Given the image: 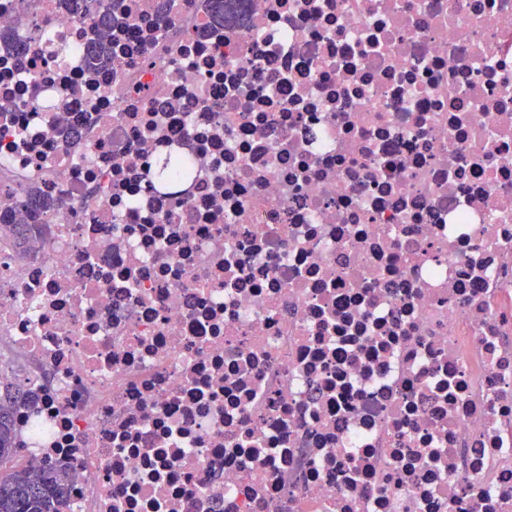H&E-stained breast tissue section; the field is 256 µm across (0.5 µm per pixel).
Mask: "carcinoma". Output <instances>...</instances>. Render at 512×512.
Instances as JSON below:
<instances>
[{"label":"carcinoma","instance_id":"cac0c4a2","mask_svg":"<svg viewBox=\"0 0 512 512\" xmlns=\"http://www.w3.org/2000/svg\"><path fill=\"white\" fill-rule=\"evenodd\" d=\"M244 0H214V14L227 29L241 23ZM49 203L34 197L12 212V233L25 239L27 225L36 221ZM28 402L27 394L17 386L0 385V512H68L65 494L66 482L59 475L57 465L31 460L22 467H3V463L17 455L18 409Z\"/></svg>","mask_w":512,"mask_h":512}]
</instances>
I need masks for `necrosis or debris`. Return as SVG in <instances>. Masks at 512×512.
I'll use <instances>...</instances> for the list:
<instances>
[{
    "label": "necrosis or debris",
    "instance_id": "4bbe7bcc",
    "mask_svg": "<svg viewBox=\"0 0 512 512\" xmlns=\"http://www.w3.org/2000/svg\"><path fill=\"white\" fill-rule=\"evenodd\" d=\"M176 4L0 0L21 445L69 512H512V0ZM245 0H214V14L227 29L237 28L241 23L242 3ZM49 206V203L29 196L24 204H20L19 207L12 212L11 220L13 224L9 225L12 226L13 235L22 239L23 243L26 244L24 232L26 231L27 224L34 223L40 213L48 209Z\"/></svg>",
    "mask_w": 512,
    "mask_h": 512
}]
</instances>
